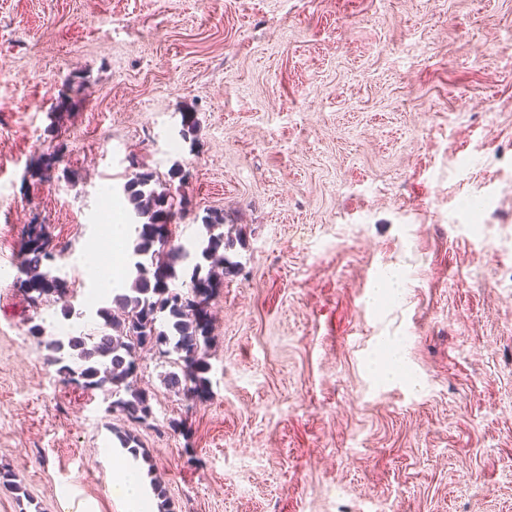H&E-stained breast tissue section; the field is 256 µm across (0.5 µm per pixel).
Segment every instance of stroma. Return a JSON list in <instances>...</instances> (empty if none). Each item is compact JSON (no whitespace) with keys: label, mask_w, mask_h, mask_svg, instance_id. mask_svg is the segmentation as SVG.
I'll use <instances>...</instances> for the list:
<instances>
[{"label":"stroma","mask_w":512,"mask_h":512,"mask_svg":"<svg viewBox=\"0 0 512 512\" xmlns=\"http://www.w3.org/2000/svg\"><path fill=\"white\" fill-rule=\"evenodd\" d=\"M510 34L512 0H0V512H126L127 429L168 512H512ZM131 156L185 196L174 241L221 212L240 264L206 396L143 351L152 427L61 382L18 271L41 239L81 306Z\"/></svg>","instance_id":"1"}]
</instances>
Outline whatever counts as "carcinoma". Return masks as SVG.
<instances>
[{
	"label": "carcinoma",
	"mask_w": 512,
	"mask_h": 512,
	"mask_svg": "<svg viewBox=\"0 0 512 512\" xmlns=\"http://www.w3.org/2000/svg\"><path fill=\"white\" fill-rule=\"evenodd\" d=\"M61 162L60 150L41 156L38 169L49 180ZM131 177L122 192L130 212L141 221L134 227L135 239L127 251L132 276L130 286L112 297V306H99L102 320L96 335L71 333L55 336L41 324L29 328L37 344L49 352L61 382L76 384L87 391L101 390L112 402V410L135 424L153 418L149 392L138 386L136 363L139 351L157 350L164 364L173 367L163 383L185 397H200L209 391V317L197 301L202 285L224 282L237 271L227 250L234 241L224 234V214L207 213L202 219L204 233L192 247L184 248L157 235V227L170 224L185 207L184 197L162 186L156 171L138 159H128ZM189 274L185 288H172L178 272ZM19 272L34 307L43 298L56 297L63 319L73 316V289L56 275L55 255L41 246L30 248L20 262Z\"/></svg>",
	"instance_id": "obj_1"
}]
</instances>
